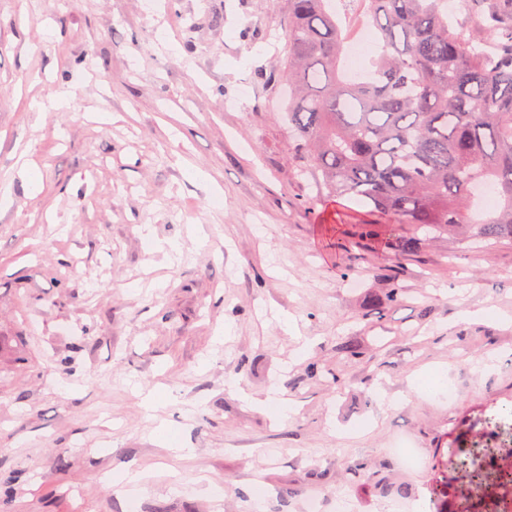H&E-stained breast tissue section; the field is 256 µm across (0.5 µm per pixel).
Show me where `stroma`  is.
<instances>
[{"mask_svg": "<svg viewBox=\"0 0 512 512\" xmlns=\"http://www.w3.org/2000/svg\"><path fill=\"white\" fill-rule=\"evenodd\" d=\"M154 2L0 0V512H438L512 399V244L388 253L299 173L285 0Z\"/></svg>", "mask_w": 512, "mask_h": 512, "instance_id": "stroma-1", "label": "stroma"}]
</instances>
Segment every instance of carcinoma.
Masks as SVG:
<instances>
[{"mask_svg":"<svg viewBox=\"0 0 512 512\" xmlns=\"http://www.w3.org/2000/svg\"><path fill=\"white\" fill-rule=\"evenodd\" d=\"M287 0L288 136L300 167L312 168L328 196L372 206L393 226L459 242L512 241V0ZM371 17L377 50L370 77L347 74L342 56ZM490 184L500 205L471 214L476 187ZM420 238L392 235L402 254ZM403 300L389 288L367 302L381 310ZM336 351L366 358L358 338ZM494 449L479 440L448 449L459 476H437L430 497L451 512H475L471 489L494 481L512 487V468L488 470Z\"/></svg>","mask_w":512,"mask_h":512,"instance_id":"cac0c4a2","label":"carcinoma"}]
</instances>
